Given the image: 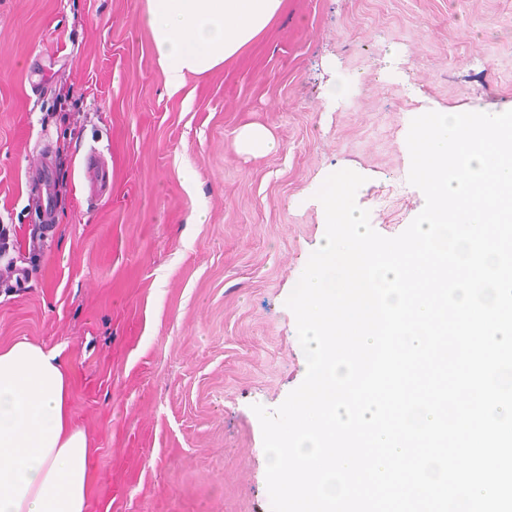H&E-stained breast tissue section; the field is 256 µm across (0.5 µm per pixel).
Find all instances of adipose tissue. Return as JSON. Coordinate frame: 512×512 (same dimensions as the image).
<instances>
[{
	"label": "adipose tissue",
	"mask_w": 512,
	"mask_h": 512,
	"mask_svg": "<svg viewBox=\"0 0 512 512\" xmlns=\"http://www.w3.org/2000/svg\"><path fill=\"white\" fill-rule=\"evenodd\" d=\"M283 0H147L146 23L171 92L259 37ZM72 380L56 349L0 347V512H87L92 450L74 419Z\"/></svg>",
	"instance_id": "ef3b65f1"
}]
</instances>
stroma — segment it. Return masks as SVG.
I'll return each instance as SVG.
<instances>
[{
    "label": "stroma",
    "instance_id": "obj_1",
    "mask_svg": "<svg viewBox=\"0 0 512 512\" xmlns=\"http://www.w3.org/2000/svg\"><path fill=\"white\" fill-rule=\"evenodd\" d=\"M146 0H0V345L57 348L95 451L88 512H269L254 405L305 378L286 300L341 169L372 227L422 211L413 118L512 110V0H286L263 36L169 95ZM259 125L274 146L245 152ZM97 147L112 190L89 197ZM54 204L30 194L34 159Z\"/></svg>",
    "mask_w": 512,
    "mask_h": 512
}]
</instances>
